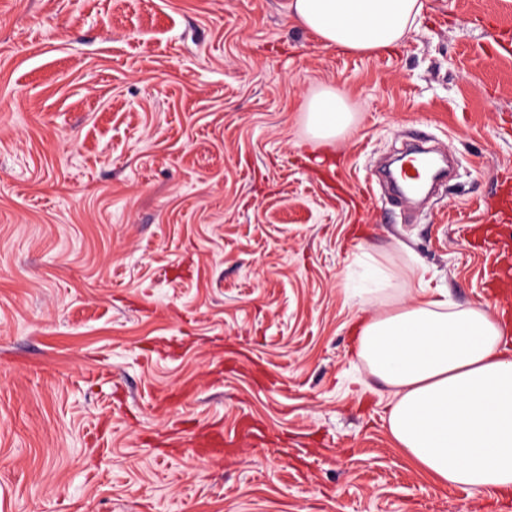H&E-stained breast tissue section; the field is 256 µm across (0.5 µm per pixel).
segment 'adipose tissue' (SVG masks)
<instances>
[{"label":"adipose tissue","instance_id":"1","mask_svg":"<svg viewBox=\"0 0 512 512\" xmlns=\"http://www.w3.org/2000/svg\"><path fill=\"white\" fill-rule=\"evenodd\" d=\"M422 0H288L286 8L326 47L389 52L415 27ZM307 129L330 141L353 115L343 92L306 104ZM512 329L484 307L418 301L365 317L356 349L389 389L388 430L443 487L512 490Z\"/></svg>","mask_w":512,"mask_h":512}]
</instances>
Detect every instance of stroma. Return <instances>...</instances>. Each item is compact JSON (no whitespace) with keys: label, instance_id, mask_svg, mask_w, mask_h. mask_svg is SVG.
<instances>
[{"label":"stroma","instance_id":"1","mask_svg":"<svg viewBox=\"0 0 512 512\" xmlns=\"http://www.w3.org/2000/svg\"><path fill=\"white\" fill-rule=\"evenodd\" d=\"M286 2L0 0V512H512L395 447L355 340L367 254L376 310L498 304L512 10L357 55ZM416 139L456 174L413 210L378 171ZM307 129L313 138L330 141L345 133L353 123L346 96L342 91L322 89L308 98Z\"/></svg>","mask_w":512,"mask_h":512}]
</instances>
